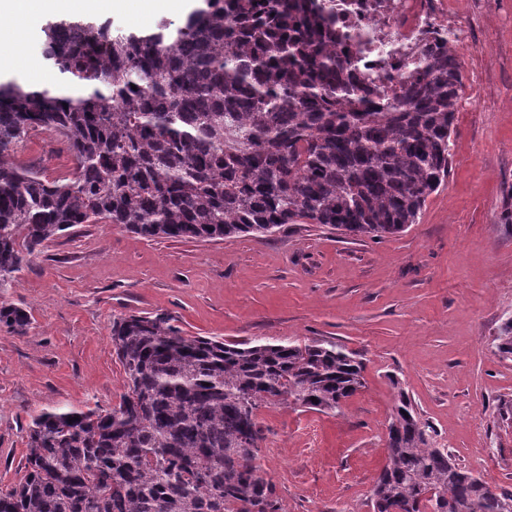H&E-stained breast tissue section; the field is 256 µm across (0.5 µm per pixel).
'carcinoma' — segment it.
<instances>
[{
    "label": "carcinoma",
    "instance_id": "obj_1",
    "mask_svg": "<svg viewBox=\"0 0 512 512\" xmlns=\"http://www.w3.org/2000/svg\"><path fill=\"white\" fill-rule=\"evenodd\" d=\"M57 87L0 79V289L81 224L148 237L267 236L327 224L384 238L448 177L463 87L455 55L425 51L399 92L370 94L319 0H205L149 33L91 20L45 30ZM36 132L70 174L16 160ZM30 317L0 301V329ZM126 391L108 409L44 410L0 512H286L258 463L257 418L280 404L338 413L364 387L360 354L185 336L160 314L112 319ZM512 360V318L495 338ZM373 512H512V491L436 446L399 381Z\"/></svg>",
    "mask_w": 512,
    "mask_h": 512
}]
</instances>
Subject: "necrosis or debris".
Here are the masks:
<instances>
[{"label": "necrosis or debris", "instance_id": "4bbe7bcc", "mask_svg": "<svg viewBox=\"0 0 512 512\" xmlns=\"http://www.w3.org/2000/svg\"><path fill=\"white\" fill-rule=\"evenodd\" d=\"M336 27L367 85L395 91L426 48L454 53L471 46L456 0H332Z\"/></svg>", "mask_w": 512, "mask_h": 512}]
</instances>
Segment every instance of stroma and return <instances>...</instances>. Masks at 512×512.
I'll use <instances>...</instances> for the list:
<instances>
[{"instance_id": "1", "label": "stroma", "mask_w": 512, "mask_h": 512, "mask_svg": "<svg viewBox=\"0 0 512 512\" xmlns=\"http://www.w3.org/2000/svg\"><path fill=\"white\" fill-rule=\"evenodd\" d=\"M461 19L476 40L458 56L448 179L406 231L373 240L287 224L205 242L82 224L18 274L0 298L31 325L23 336L0 331V488L24 474L32 417L118 401L113 317L164 313L187 336L325 338L363 354L365 386L341 413L292 404L259 413L270 430L259 463L288 512H373L400 387L460 466L512 491V361L494 342L512 317V0ZM18 158L51 179L72 170L45 133Z\"/></svg>"}]
</instances>
